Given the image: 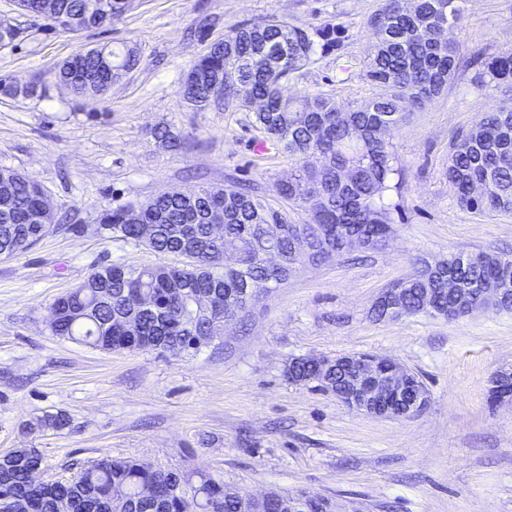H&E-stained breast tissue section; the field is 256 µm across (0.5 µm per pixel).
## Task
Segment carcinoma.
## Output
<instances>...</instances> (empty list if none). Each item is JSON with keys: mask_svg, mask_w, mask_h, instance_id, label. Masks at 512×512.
<instances>
[{"mask_svg": "<svg viewBox=\"0 0 512 512\" xmlns=\"http://www.w3.org/2000/svg\"><path fill=\"white\" fill-rule=\"evenodd\" d=\"M455 0H387L369 26L376 41L367 77L380 88L369 101L345 110L323 96L290 98L285 85L316 55L308 29L282 20L265 19L235 27L224 40L212 43L185 74L183 100L196 110L219 107L213 86L230 72L237 81L224 95L240 106L258 99L263 109L254 113V125L269 143L296 159V169L275 185L279 198L305 210L303 232L318 239L315 251L292 232L288 211L277 208L250 188L202 186L188 193L160 195L140 206L129 205L101 214L99 223L112 237L142 244L174 257V265L140 270L122 265L105 277L93 269L75 288L54 302L58 315L53 335L103 351L128 350L149 343L152 350L174 358H189L214 342L216 315L238 310L251 314L242 294L251 287L269 289L288 279L304 263L318 265L351 253L336 236V226L365 238L370 249L384 246L390 212L382 204L392 175L399 173L398 157L388 140L379 139L380 126L391 130L403 120V103L417 106L442 93L457 68L459 47L443 36V29L460 21ZM27 15L46 20L55 29L76 16L77 29L99 28L121 20L124 9L112 0V10L85 12V0H18ZM279 38L285 58L262 53L264 44ZM135 51L92 48L63 61L54 73L58 83L76 97H103L112 84L135 69ZM483 87L512 88V55L484 64ZM504 107L481 117L454 145L445 172L459 203L470 210L512 208V124L501 129ZM11 195L0 206V257L24 253L45 234L54 215L44 208L43 186L33 177L5 169ZM478 178L494 181V200L475 196ZM224 215V237L207 238L209 213ZM154 226L153 237L143 239L139 225ZM279 229L269 236L268 229ZM276 251L280 260L268 266L263 255ZM473 290L495 280L512 289V258L479 252L466 262L448 266L427 262L408 280L389 284L400 289V301L414 311L421 296L435 297L436 315L446 317L458 299L448 293V276ZM307 362L294 359L289 378L301 383L311 377ZM42 456L35 448L15 450L0 467V512L23 504L27 512H242L239 488L195 467L152 469L129 458L103 455L71 478L37 486L30 478ZM146 486L151 496L141 494ZM286 491H273L266 502H255L249 512H288Z\"/></svg>", "mask_w": 512, "mask_h": 512, "instance_id": "carcinoma-1", "label": "carcinoma"}]
</instances>
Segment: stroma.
<instances>
[{"label": "stroma", "mask_w": 512, "mask_h": 512, "mask_svg": "<svg viewBox=\"0 0 512 512\" xmlns=\"http://www.w3.org/2000/svg\"><path fill=\"white\" fill-rule=\"evenodd\" d=\"M457 4L462 20L448 32L461 52L454 79L391 134L402 174L384 198L388 245L302 266L246 323L177 360L107 353L50 332L51 303L96 264L166 260L101 231V213L209 185L273 196L293 169L288 155L260 152L248 110L190 109L182 77L231 28L274 17L334 30V44L318 48L289 93L342 109L364 103L378 92L366 76L375 42L368 20L385 0H133L119 22L77 34L0 0V18L24 30L0 46V77L42 82L33 96H0V169L34 176L56 220L27 252L0 259V456L38 449L45 480L107 454L162 469L194 465L254 494L305 489L335 500L338 512H512V402L491 394L493 375L512 370V312L371 315L386 286L421 261L512 257V212L466 210L445 176L456 137L506 101L477 82L484 62L512 53V0ZM127 46L139 64L105 97H75L53 78L80 50ZM160 127L181 134V148L160 144L152 135ZM351 353L400 361L426 387L427 410L367 415L286 374L296 357ZM56 414L64 428L39 427Z\"/></svg>", "instance_id": "obj_1"}]
</instances>
